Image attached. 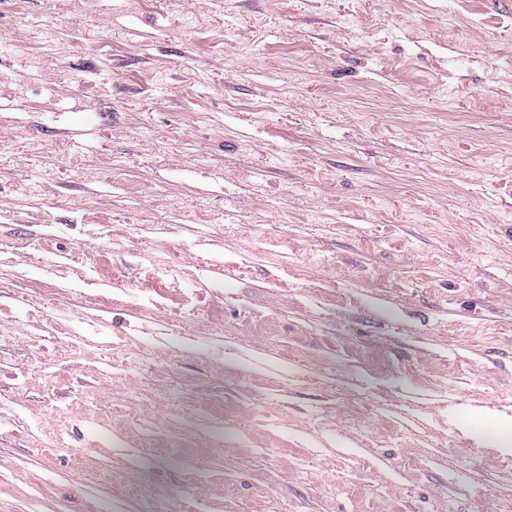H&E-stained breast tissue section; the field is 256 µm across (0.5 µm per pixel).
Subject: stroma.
I'll return each mask as SVG.
<instances>
[{
  "instance_id": "1",
  "label": "stroma",
  "mask_w": 512,
  "mask_h": 512,
  "mask_svg": "<svg viewBox=\"0 0 512 512\" xmlns=\"http://www.w3.org/2000/svg\"><path fill=\"white\" fill-rule=\"evenodd\" d=\"M512 0H0V512H512ZM466 433H477L481 440L490 448H496L504 455L512 454V420L497 421L481 429L464 426Z\"/></svg>"
}]
</instances>
